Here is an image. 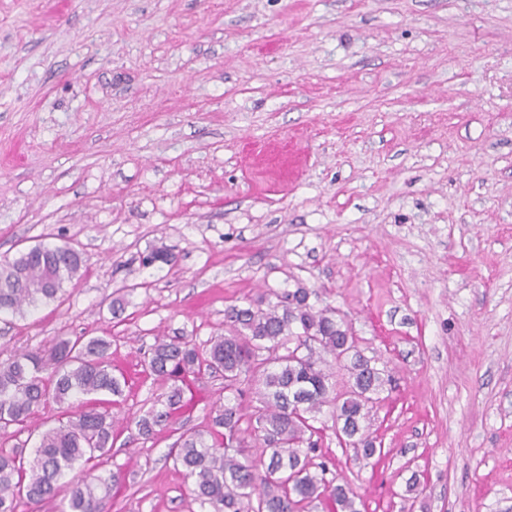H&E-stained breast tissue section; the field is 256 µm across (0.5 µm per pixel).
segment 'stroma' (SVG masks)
Wrapping results in <instances>:
<instances>
[{
    "label": "stroma",
    "instance_id": "obj_1",
    "mask_svg": "<svg viewBox=\"0 0 512 512\" xmlns=\"http://www.w3.org/2000/svg\"><path fill=\"white\" fill-rule=\"evenodd\" d=\"M67 241L84 275L0 319V361L111 338L112 512H202L171 457L224 380L189 379L143 438L156 337L204 343L297 286L387 380L382 456L341 447L331 407L314 422L364 512H512V0H0V260ZM161 246L174 262L140 267Z\"/></svg>",
    "mask_w": 512,
    "mask_h": 512
}]
</instances>
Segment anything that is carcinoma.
<instances>
[{
    "mask_svg": "<svg viewBox=\"0 0 512 512\" xmlns=\"http://www.w3.org/2000/svg\"><path fill=\"white\" fill-rule=\"evenodd\" d=\"M173 261L159 248L141 266ZM83 267L82 253L68 243H39L1 260L0 314L23 316L63 302L64 284L78 280ZM321 302L307 288L270 290L244 306H227L224 334L205 344L164 336L143 356L147 375L174 382L158 407L137 421L145 436L171 425L184 409L176 382L189 375L224 377V404L213 409L211 426L181 434L173 457L200 507L302 512L317 502L327 512H362L363 501L349 482L326 479L329 468L316 461L321 436L312 421L323 406L333 405L344 432L339 443L374 457L381 449L370 431V411L384 379L358 350L346 318ZM111 347L99 336L60 338L0 362V428L26 424L49 400L62 406L86 397L80 411H64L57 425L39 433L32 460L0 455V512H16L20 502L37 512H108L121 473L103 477L88 468L62 498L57 482L76 464L102 460L112 448V413L95 398L124 394L127 381L114 373ZM336 367L349 374V391L340 396ZM253 443L262 455L250 452Z\"/></svg>",
    "mask_w": 512,
    "mask_h": 512,
    "instance_id": "carcinoma-1",
    "label": "carcinoma"
}]
</instances>
